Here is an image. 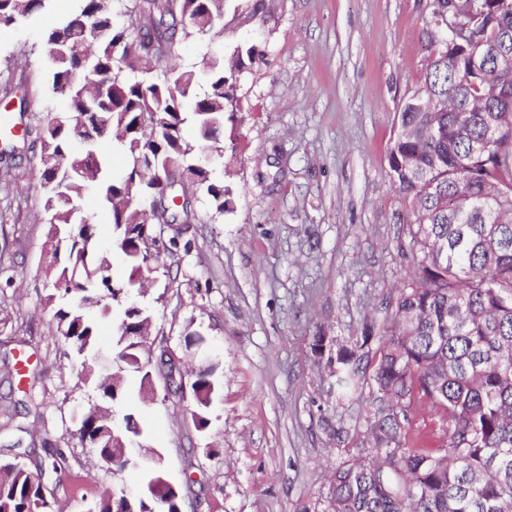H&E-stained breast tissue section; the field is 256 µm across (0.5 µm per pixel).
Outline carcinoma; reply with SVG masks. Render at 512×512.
I'll return each mask as SVG.
<instances>
[{
  "label": "carcinoma",
  "instance_id": "1",
  "mask_svg": "<svg viewBox=\"0 0 512 512\" xmlns=\"http://www.w3.org/2000/svg\"><path fill=\"white\" fill-rule=\"evenodd\" d=\"M49 2L0 0V26L31 22ZM228 2L80 0L75 15L29 50L46 54L53 89L68 92L65 112L47 114L39 136L50 224L45 303L56 334L89 373L98 320L118 311L133 321L126 300L135 287L108 275L96 209L108 211L132 270L159 267L162 225L196 220L186 183L202 188L212 218L224 216V180L190 165L202 149L215 161L223 157L224 121L236 120L226 74L257 54L246 43L221 51ZM242 9L263 19L269 0H240L233 15ZM458 22L472 47H503L501 68L455 75L444 40L400 105L387 175L419 201L406 228L413 276L383 326L365 322L360 336L328 357L338 398L370 388L369 447L352 448L336 466L333 512H512V106L491 97L495 82L512 88V0H472ZM431 23L448 29V0H435ZM187 41L199 43L203 68L177 71L168 60ZM188 126L197 140L184 137ZM99 142L124 154L122 176L106 175ZM175 155L187 169L163 186L152 183L149 161ZM113 356L119 368L142 354L119 331ZM217 369L211 364L191 382L199 431L210 423L206 401ZM94 392L95 403L110 408L125 400V379L109 375ZM101 430L90 410L79 441L124 463ZM30 475L21 461L0 460V512H56ZM123 496L121 488L108 490L86 512H120Z\"/></svg>",
  "mask_w": 512,
  "mask_h": 512
}]
</instances>
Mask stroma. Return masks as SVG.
I'll use <instances>...</instances> for the list:
<instances>
[{
    "label": "stroma",
    "instance_id": "35a3bbf8",
    "mask_svg": "<svg viewBox=\"0 0 512 512\" xmlns=\"http://www.w3.org/2000/svg\"><path fill=\"white\" fill-rule=\"evenodd\" d=\"M433 0H276L261 20L241 14L224 46L255 44L260 54L234 80L235 124L225 125L216 174L229 206L211 221L201 191L198 220L165 230L177 238L175 263L152 275L139 300L153 314L152 352L167 350L199 366L185 337L205 338L218 361L211 423L198 431L192 389L141 404L139 378H127L125 412L164 457L182 488L183 512H331V476L366 435V399L337 402L313 337L346 344L367 321H382L389 297L410 277L408 203L387 176L403 99L419 86L442 32L430 25ZM52 0L28 25L0 29V88L27 91L31 112L0 98V114L40 134L46 110V58H24L45 27L77 10ZM21 160L0 163V458L23 449L38 470L60 452L43 482L63 512L114 485L129 497L144 489L141 471L93 466L77 436V407L92 392L79 361L55 333L45 304L48 280L40 165L27 143Z\"/></svg>",
    "mask_w": 512,
    "mask_h": 512
}]
</instances>
